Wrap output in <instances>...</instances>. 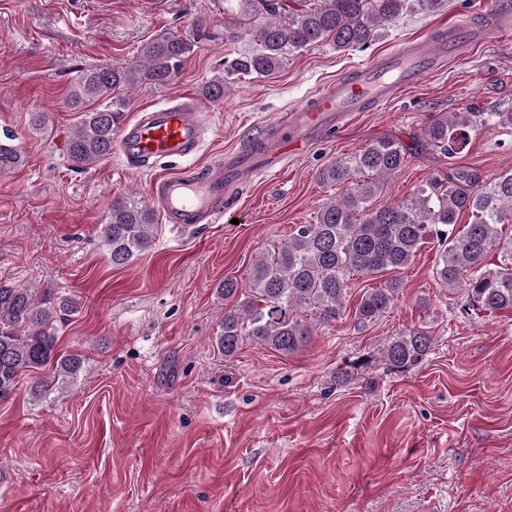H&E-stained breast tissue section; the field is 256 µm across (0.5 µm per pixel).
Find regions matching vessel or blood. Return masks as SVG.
Instances as JSON below:
<instances>
[{
    "label": "vessel or blood",
    "mask_w": 512,
    "mask_h": 512,
    "mask_svg": "<svg viewBox=\"0 0 512 512\" xmlns=\"http://www.w3.org/2000/svg\"><path fill=\"white\" fill-rule=\"evenodd\" d=\"M494 30L503 34L512 31V24L501 21L495 6L490 5L447 32L403 42L359 65L349 77L316 87L300 105L279 117L271 135L225 154L223 161L205 171L184 169L175 176L156 178L151 198L167 223H213L224 214L228 184L242 182L254 172H270L326 131L340 127L350 113L380 109L430 69L463 59ZM212 124L207 104L181 94L172 102L144 111L138 121L121 125L116 149L128 168L152 170L166 161L192 159Z\"/></svg>",
    "instance_id": "obj_1"
}]
</instances>
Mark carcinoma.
<instances>
[{
    "label": "carcinoma",
    "mask_w": 512,
    "mask_h": 512,
    "mask_svg": "<svg viewBox=\"0 0 512 512\" xmlns=\"http://www.w3.org/2000/svg\"><path fill=\"white\" fill-rule=\"evenodd\" d=\"M267 20L256 33L257 48L226 63V76H269L288 57L330 41L337 49L366 47L378 29L393 26L409 7V0H317V5L282 15L283 0H244ZM203 36L197 26L188 36L164 34L143 48V62L125 69L93 65L73 79L67 107L77 113L76 128L68 142V160L83 169L112 155L114 138L129 101L123 87L140 83L170 85L183 60L194 52ZM227 81L213 79L203 88L210 100L224 98ZM512 128V102L495 103L483 112L466 107L433 121L425 130L428 145L449 158L461 154L473 132ZM16 137H0V170L14 168L23 156ZM407 148L385 139L336 158L320 170L324 182L345 184L347 193L323 205L314 223L300 224L288 241L259 255L249 278L250 295L239 300L240 283L224 278L220 291L233 304L224 309L222 334L217 345L231 357L249 338L281 354L305 346L319 323L345 314L352 277L409 267L430 241L438 243L434 276L443 286L464 290L472 310L484 313L512 311V237L504 226L512 224V167L490 183H481L468 170L457 169L446 180L432 177L412 196L373 206L376 178L401 170ZM375 176L372 181L363 179ZM469 222L459 223L461 214ZM154 211L131 194L112 198L101 225L106 257L114 267L128 265L152 244ZM498 250L501 265L485 264ZM403 283L392 279L362 295L355 310L357 322L366 324L387 313ZM78 311L77 302L52 288H32L0 281V400L7 398L23 375L38 373L51 364L50 377H35L31 395L41 399L56 384L77 379L84 367L78 354L57 347V325ZM310 313L303 320L299 312ZM432 338L410 330L392 338L382 350V361L394 371H408L427 356Z\"/></svg>",
    "instance_id": "1"
}]
</instances>
